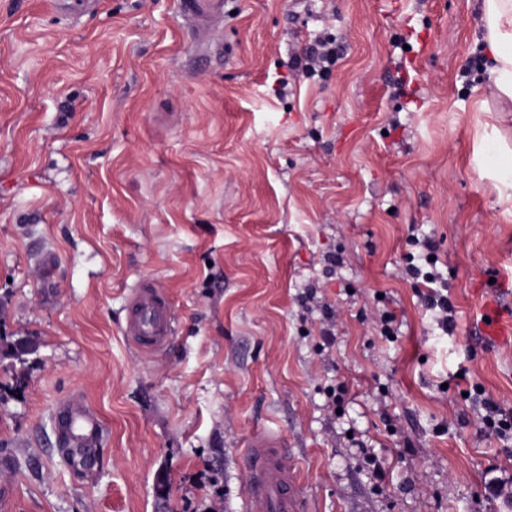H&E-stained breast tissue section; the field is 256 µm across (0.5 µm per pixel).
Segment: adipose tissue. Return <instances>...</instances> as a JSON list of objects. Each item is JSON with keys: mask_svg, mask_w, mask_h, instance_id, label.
Returning <instances> with one entry per match:
<instances>
[{"mask_svg": "<svg viewBox=\"0 0 512 512\" xmlns=\"http://www.w3.org/2000/svg\"><path fill=\"white\" fill-rule=\"evenodd\" d=\"M484 58L493 94L512 107V0H482Z\"/></svg>", "mask_w": 512, "mask_h": 512, "instance_id": "ef3b65f1", "label": "adipose tissue"}]
</instances>
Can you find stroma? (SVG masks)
Here are the masks:
<instances>
[{"label": "stroma", "mask_w": 512, "mask_h": 512, "mask_svg": "<svg viewBox=\"0 0 512 512\" xmlns=\"http://www.w3.org/2000/svg\"><path fill=\"white\" fill-rule=\"evenodd\" d=\"M180 2L0 0V334L41 341L0 403V512H246L256 431L301 512H512L487 488H512V439L462 395L512 409V349L475 335L512 276L480 0H224L205 38ZM325 34L330 74L287 68ZM415 229L452 335L402 273ZM145 280L175 315L157 352L123 333ZM75 399L102 421L78 470L56 444Z\"/></svg>", "instance_id": "1"}]
</instances>
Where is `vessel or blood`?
<instances>
[{"label":"vessel or blood","instance_id":"obj_1","mask_svg":"<svg viewBox=\"0 0 512 512\" xmlns=\"http://www.w3.org/2000/svg\"><path fill=\"white\" fill-rule=\"evenodd\" d=\"M479 316L480 333L486 342L512 346V315L506 313L500 299L483 302ZM173 324L169 303L161 290L148 285L134 290L124 327L126 336L139 346L158 349L170 340ZM71 413L80 433L100 432L99 417L83 404H72ZM246 458L250 470L247 512H298V500L293 493L296 471L280 440L266 432L254 433Z\"/></svg>","mask_w":512,"mask_h":512}]
</instances>
